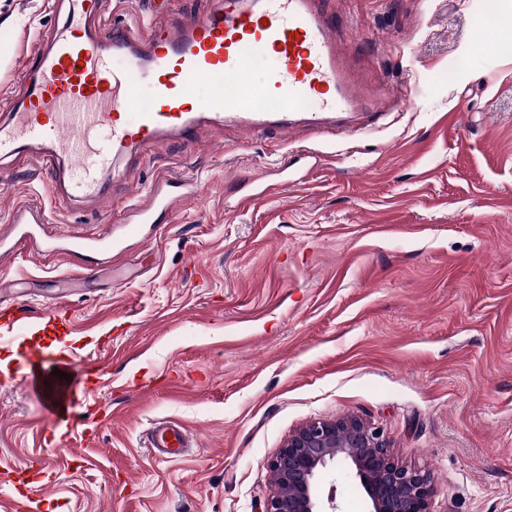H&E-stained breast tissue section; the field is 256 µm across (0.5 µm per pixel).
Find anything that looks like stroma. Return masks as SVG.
I'll use <instances>...</instances> for the list:
<instances>
[{"mask_svg": "<svg viewBox=\"0 0 512 512\" xmlns=\"http://www.w3.org/2000/svg\"><path fill=\"white\" fill-rule=\"evenodd\" d=\"M52 0H0V108ZM329 0L343 45L383 119L349 137L204 130L124 158L99 210L54 205L53 173L28 151L0 156V226L45 212L38 246L17 242L0 280L24 294L30 331L0 326V354L30 359L51 289L71 323L56 340L103 384L57 434L38 373L0 376V512H260L267 466L313 420L356 415L395 457L429 470L433 512H512V0ZM324 147L325 160L298 147ZM303 172L276 184L284 163ZM196 197L149 239L94 271L56 239L121 226L159 173ZM246 177L266 196L230 209ZM171 420L188 455L145 444ZM83 459L73 462V450ZM318 484L366 512L347 463Z\"/></svg>", "mask_w": 512, "mask_h": 512, "instance_id": "stroma-1", "label": "stroma"}]
</instances>
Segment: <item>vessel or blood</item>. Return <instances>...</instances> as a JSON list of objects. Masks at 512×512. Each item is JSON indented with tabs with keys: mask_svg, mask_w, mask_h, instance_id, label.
<instances>
[{
	"mask_svg": "<svg viewBox=\"0 0 512 512\" xmlns=\"http://www.w3.org/2000/svg\"><path fill=\"white\" fill-rule=\"evenodd\" d=\"M147 3L153 21L141 29L112 23L103 0L69 7L66 32L38 38L34 78L24 80L0 113V150L33 148L35 163L57 171L47 187L52 203L64 201V183L77 190L85 210H96L103 175L116 158L196 138L205 128L289 140L369 124L376 98L354 73L326 0H196L195 10L175 20L164 0ZM265 57L274 66L263 83L239 81L246 63ZM118 58L124 66H115ZM201 82L212 88L202 99L191 93ZM144 86L150 93L143 97ZM194 193L188 181L160 177L128 207L121 234L72 236L69 249L102 256L123 251L128 238L141 236L142 225L161 223ZM50 364L58 373L44 395L56 410L89 368L71 356ZM148 446L173 459L189 443L180 426L162 422Z\"/></svg>",
	"mask_w": 512,
	"mask_h": 512,
	"instance_id": "1",
	"label": "vessel or blood"
}]
</instances>
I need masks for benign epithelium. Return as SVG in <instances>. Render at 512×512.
Wrapping results in <instances>:
<instances>
[{
	"mask_svg": "<svg viewBox=\"0 0 512 512\" xmlns=\"http://www.w3.org/2000/svg\"><path fill=\"white\" fill-rule=\"evenodd\" d=\"M345 460L358 478L368 512H430L434 487L429 475L397 461L383 432L352 416L307 423L269 461L277 490L261 512H338L335 499L321 507L317 472Z\"/></svg>",
	"mask_w": 512,
	"mask_h": 512,
	"instance_id": "obj_1",
	"label": "benign epithelium"
}]
</instances>
